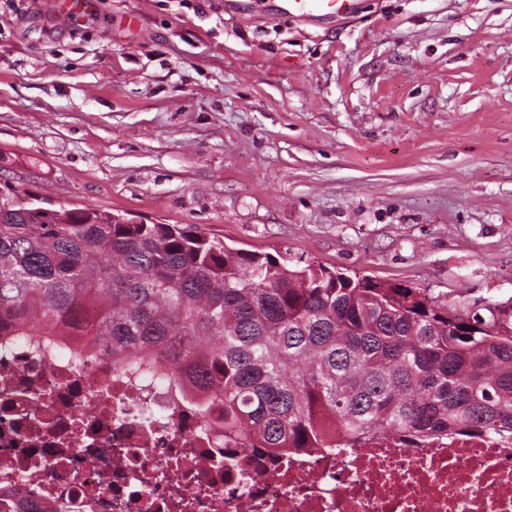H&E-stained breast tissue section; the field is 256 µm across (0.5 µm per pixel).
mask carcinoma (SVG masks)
Segmentation results:
<instances>
[{"instance_id":"1","label":"carcinoma","mask_w":512,"mask_h":512,"mask_svg":"<svg viewBox=\"0 0 512 512\" xmlns=\"http://www.w3.org/2000/svg\"><path fill=\"white\" fill-rule=\"evenodd\" d=\"M417 288L0 192V336H85L217 413L226 448L512 438V325ZM336 419L329 437L312 415Z\"/></svg>"}]
</instances>
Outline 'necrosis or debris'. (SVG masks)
<instances>
[{
  "mask_svg": "<svg viewBox=\"0 0 512 512\" xmlns=\"http://www.w3.org/2000/svg\"><path fill=\"white\" fill-rule=\"evenodd\" d=\"M38 343L0 348V512H512L510 439L227 459L179 388Z\"/></svg>",
  "mask_w": 512,
  "mask_h": 512,
  "instance_id": "4bbe7bcc",
  "label": "necrosis or debris"
}]
</instances>
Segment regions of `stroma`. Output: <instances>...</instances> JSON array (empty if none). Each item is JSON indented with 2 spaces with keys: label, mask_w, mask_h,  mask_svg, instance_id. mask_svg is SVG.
Returning <instances> with one entry per match:
<instances>
[{
  "label": "stroma",
  "mask_w": 512,
  "mask_h": 512,
  "mask_svg": "<svg viewBox=\"0 0 512 512\" xmlns=\"http://www.w3.org/2000/svg\"><path fill=\"white\" fill-rule=\"evenodd\" d=\"M0 0V190L512 319V0ZM280 9L300 20L348 18L358 9V0H280Z\"/></svg>",
  "instance_id": "1"
}]
</instances>
